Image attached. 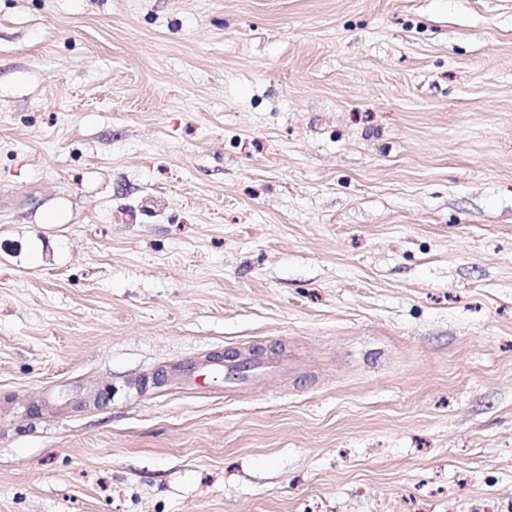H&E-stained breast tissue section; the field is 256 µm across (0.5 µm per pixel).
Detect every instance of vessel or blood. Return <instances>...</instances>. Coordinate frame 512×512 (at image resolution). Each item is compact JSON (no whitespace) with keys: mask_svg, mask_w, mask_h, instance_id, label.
<instances>
[{"mask_svg":"<svg viewBox=\"0 0 512 512\" xmlns=\"http://www.w3.org/2000/svg\"><path fill=\"white\" fill-rule=\"evenodd\" d=\"M299 370L300 366L293 357H267L251 349L188 367L182 374V382L190 388H201L213 379L220 378L225 384L237 385L260 381L271 373L293 376Z\"/></svg>","mask_w":512,"mask_h":512,"instance_id":"1","label":"vessel or blood"}]
</instances>
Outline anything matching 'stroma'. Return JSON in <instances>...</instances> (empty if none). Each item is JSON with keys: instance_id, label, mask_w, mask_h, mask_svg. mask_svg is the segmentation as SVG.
<instances>
[{"instance_id": "obj_1", "label": "stroma", "mask_w": 512, "mask_h": 512, "mask_svg": "<svg viewBox=\"0 0 512 512\" xmlns=\"http://www.w3.org/2000/svg\"><path fill=\"white\" fill-rule=\"evenodd\" d=\"M491 507L512 0H0V512ZM299 370L297 360L289 355L266 357L249 348L247 353L239 350L235 355H224L223 361L214 358L202 365L188 367L182 373V382L189 388H201L213 379L223 377L224 384L237 385L258 382L270 373L292 378Z\"/></svg>"}]
</instances>
